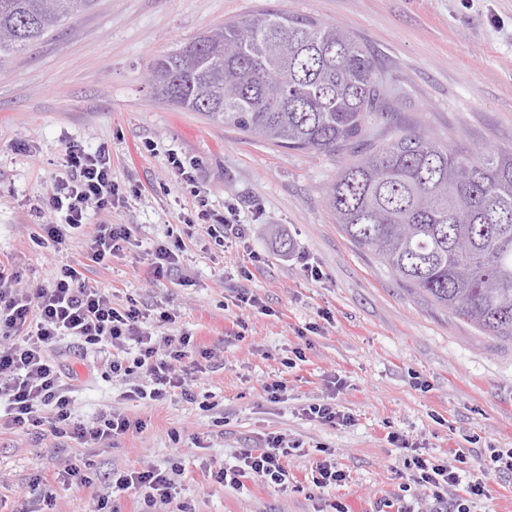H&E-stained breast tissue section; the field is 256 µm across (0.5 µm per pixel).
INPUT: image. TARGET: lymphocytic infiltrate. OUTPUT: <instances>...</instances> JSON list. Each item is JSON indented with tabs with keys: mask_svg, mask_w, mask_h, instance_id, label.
Wrapping results in <instances>:
<instances>
[{
	"mask_svg": "<svg viewBox=\"0 0 512 512\" xmlns=\"http://www.w3.org/2000/svg\"><path fill=\"white\" fill-rule=\"evenodd\" d=\"M64 163L66 176L56 179L36 206L37 213L64 217L63 223L51 219L38 227V238L56 249L82 228L89 210L125 203L112 178L106 149L90 152L72 142L65 149ZM145 317V312L134 306L124 311L114 308L109 290L90 284L71 265L64 266L51 282L31 290L22 288L10 257L0 256V401L6 404L10 426L26 433L46 424L54 436L85 443L109 441L132 428L127 415L115 412L89 425L73 420L72 386L54 355L68 337L104 351L135 343L133 359L109 362L113 375L136 374L148 380L147 385L130 387L127 400L161 403L175 395L194 400L193 386L202 371L193 359L196 344L187 336L156 339L144 328ZM298 451V445L270 433L263 436L258 451L242 452L235 465L219 467L212 475L232 488L247 479L281 488L288 483V462ZM466 460L463 453L451 464L417 453L404 459L403 465L412 470L418 485L440 498L459 482L460 466ZM115 485L148 507L170 500L175 490L170 474L149 464L117 472Z\"/></svg>",
	"mask_w": 512,
	"mask_h": 512,
	"instance_id": "1",
	"label": "lymphocytic infiltrate"
}]
</instances>
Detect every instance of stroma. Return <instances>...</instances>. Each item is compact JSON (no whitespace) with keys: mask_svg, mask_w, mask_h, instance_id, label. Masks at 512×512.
Wrapping results in <instances>:
<instances>
[{"mask_svg":"<svg viewBox=\"0 0 512 512\" xmlns=\"http://www.w3.org/2000/svg\"><path fill=\"white\" fill-rule=\"evenodd\" d=\"M280 10L352 32L376 57L391 110L369 130L379 140L415 127L459 153L512 146V0H94L89 10L29 50L0 64V253L12 256L22 287L52 280L84 261V274L111 289L117 308L163 305L176 316L149 317L156 337L190 336L210 348L196 399L132 402L105 354L82 341L62 343L73 374L75 421L104 412L141 421L140 430L104 444L50 432L0 428V512H136L112 474L141 462L173 473L177 492L153 512H449L466 485L443 500L413 484L398 432L429 458L469 453L482 477L489 449L512 448V341L488 336L431 304L338 229L325 194L348 154L317 155L273 146L181 112L154 95L152 60L201 32L249 13ZM108 147L124 206L90 211L63 251L34 236L32 210L65 176L68 143ZM195 163V186L168 171L169 156ZM235 206L246 239L226 250L198 220ZM124 224L131 245L102 263L86 260L97 225ZM181 250L177 271L155 278L156 244ZM262 263L243 276L247 252ZM319 266L312 280L304 264ZM267 313L238 308L240 293ZM292 366H285V359ZM342 388H334L333 379ZM286 390L273 403L266 383ZM331 402L350 424L305 417ZM283 435L302 455L288 464L287 488L257 480L216 482L209 466L232 463L262 435ZM331 456L347 479L319 488L315 466ZM77 465L90 488L55 478Z\"/></svg>","mask_w":512,"mask_h":512,"instance_id":"obj_1","label":"stroma"}]
</instances>
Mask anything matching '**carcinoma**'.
Wrapping results in <instances>:
<instances>
[{
	"instance_id": "1",
	"label": "carcinoma",
	"mask_w": 512,
	"mask_h": 512,
	"mask_svg": "<svg viewBox=\"0 0 512 512\" xmlns=\"http://www.w3.org/2000/svg\"><path fill=\"white\" fill-rule=\"evenodd\" d=\"M91 0H0V59ZM157 96L285 149L354 151L326 202L342 233L400 281L481 332L512 340V148L467 156L411 127L356 150L390 110L376 57L351 33L265 11L151 64Z\"/></svg>"
}]
</instances>
